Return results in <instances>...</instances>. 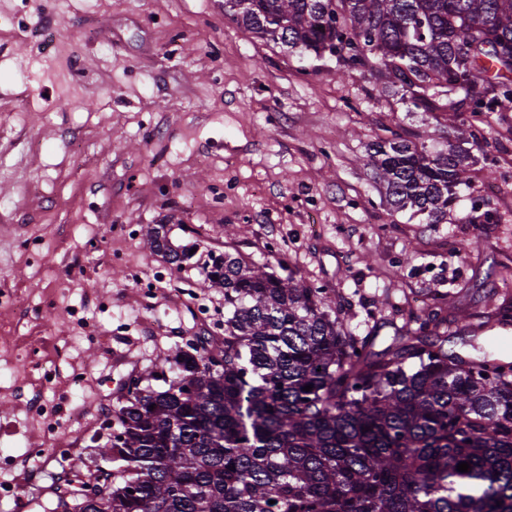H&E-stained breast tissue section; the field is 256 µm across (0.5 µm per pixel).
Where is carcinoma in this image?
<instances>
[{"label": "carcinoma", "instance_id": "obj_1", "mask_svg": "<svg viewBox=\"0 0 512 512\" xmlns=\"http://www.w3.org/2000/svg\"><path fill=\"white\" fill-rule=\"evenodd\" d=\"M288 54L333 58L425 112L441 148L396 137L365 166L394 211L438 224L475 162L464 116L512 105V0H224ZM182 270L193 258L155 231ZM224 338L188 341L125 385L86 493L50 512H512V361L448 351V318L410 313L390 342L349 332L336 292L229 253ZM313 385L306 392L304 386ZM461 462L470 464L457 471Z\"/></svg>", "mask_w": 512, "mask_h": 512}]
</instances>
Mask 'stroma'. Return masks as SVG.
Returning <instances> with one entry per match:
<instances>
[{"mask_svg": "<svg viewBox=\"0 0 512 512\" xmlns=\"http://www.w3.org/2000/svg\"><path fill=\"white\" fill-rule=\"evenodd\" d=\"M444 120L263 43L224 0H0V289L48 309L0 318L49 356L0 348V512H44L55 475L100 466L130 377L186 339L223 337L224 291L201 270L212 252L335 289L347 330L376 327L377 347L409 311L442 306L450 350L512 360V325L496 322L512 301V109L472 118L471 187L442 223L392 211L363 162L369 144ZM159 227L198 243L197 267L149 248Z\"/></svg>", "mask_w": 512, "mask_h": 512, "instance_id": "stroma-1", "label": "stroma"}]
</instances>
